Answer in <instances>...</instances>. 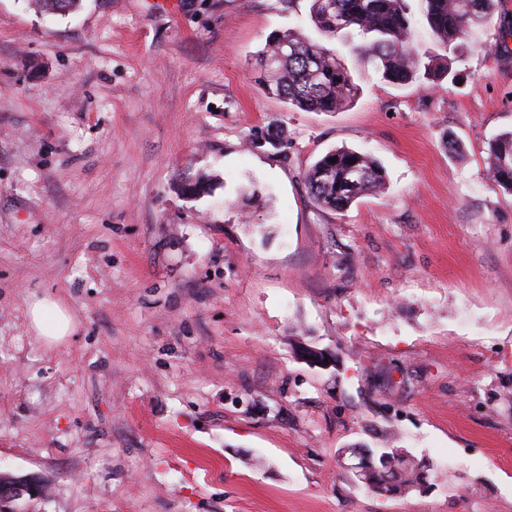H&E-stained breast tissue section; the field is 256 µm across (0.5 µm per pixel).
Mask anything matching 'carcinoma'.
<instances>
[{"mask_svg": "<svg viewBox=\"0 0 512 512\" xmlns=\"http://www.w3.org/2000/svg\"><path fill=\"white\" fill-rule=\"evenodd\" d=\"M41 9L62 14L78 0H35ZM309 0L303 29L277 34L258 58L266 73L264 89L290 107L308 112H341L360 94L355 74L362 69L382 82L403 88L440 85L467 49L489 52L477 31L490 23L500 0ZM288 43L278 56L275 42ZM336 162H330V158ZM489 178L512 194V130L488 143ZM305 185L315 204L340 212L357 199L386 188L383 167L370 155L347 147L325 154L308 169ZM361 454L364 465L353 472L355 483L378 497H392L427 483L429 462L415 459L388 441L381 448H344L341 456Z\"/></svg>", "mask_w": 512, "mask_h": 512, "instance_id": "1", "label": "carcinoma"}]
</instances>
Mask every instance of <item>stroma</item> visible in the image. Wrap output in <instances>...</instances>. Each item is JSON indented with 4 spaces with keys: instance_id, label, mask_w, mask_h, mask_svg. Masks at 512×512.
<instances>
[{
    "instance_id": "1",
    "label": "stroma",
    "mask_w": 512,
    "mask_h": 512,
    "mask_svg": "<svg viewBox=\"0 0 512 512\" xmlns=\"http://www.w3.org/2000/svg\"><path fill=\"white\" fill-rule=\"evenodd\" d=\"M308 9L0 0V472L48 487L24 512H512V194L486 174L512 0L457 78H364L335 113L256 67ZM340 147L387 189L334 212L304 174ZM40 297L74 319L60 344L30 328ZM387 432L426 491L341 468Z\"/></svg>"
}]
</instances>
